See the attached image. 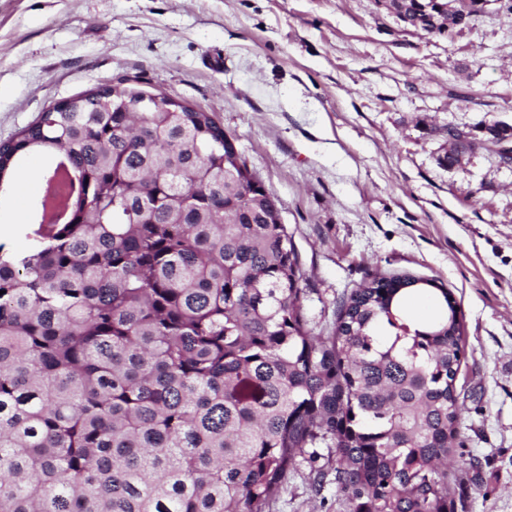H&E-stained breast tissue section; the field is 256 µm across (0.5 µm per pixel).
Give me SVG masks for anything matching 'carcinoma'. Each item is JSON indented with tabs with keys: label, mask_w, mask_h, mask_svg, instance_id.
Wrapping results in <instances>:
<instances>
[{
	"label": "carcinoma",
	"mask_w": 512,
	"mask_h": 512,
	"mask_svg": "<svg viewBox=\"0 0 512 512\" xmlns=\"http://www.w3.org/2000/svg\"><path fill=\"white\" fill-rule=\"evenodd\" d=\"M87 91L0 143V190L45 153L76 189L0 248V512H266L299 457H335L346 512H448L463 326L404 319L375 276L333 335L302 314L271 193L238 184L210 112H106ZM448 162L469 148L459 133Z\"/></svg>",
	"instance_id": "obj_1"
}]
</instances>
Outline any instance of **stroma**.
<instances>
[{
	"mask_svg": "<svg viewBox=\"0 0 512 512\" xmlns=\"http://www.w3.org/2000/svg\"><path fill=\"white\" fill-rule=\"evenodd\" d=\"M102 85L214 114L281 204L302 312L327 337L367 276L448 289L463 323L454 512H512V11L461 32L404 26L377 0H0V142ZM474 138L448 165L449 130ZM39 195L0 196V248L26 250ZM298 459L270 512H345Z\"/></svg>",
	"mask_w": 512,
	"mask_h": 512,
	"instance_id": "35a3bbf8",
	"label": "stroma"
}]
</instances>
